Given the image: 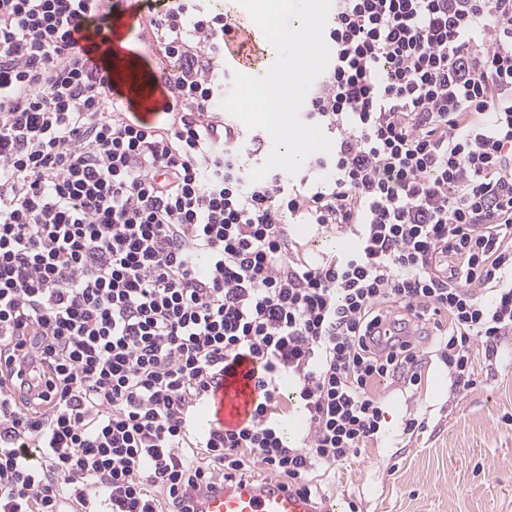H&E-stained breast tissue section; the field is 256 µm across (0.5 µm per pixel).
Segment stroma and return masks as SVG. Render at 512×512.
<instances>
[{"label": "stroma", "mask_w": 512, "mask_h": 512, "mask_svg": "<svg viewBox=\"0 0 512 512\" xmlns=\"http://www.w3.org/2000/svg\"><path fill=\"white\" fill-rule=\"evenodd\" d=\"M472 355L475 382L461 394L433 358L418 388L381 385L384 436L315 478L318 495L359 512H512V337L496 356L478 343ZM409 417L421 426L407 434Z\"/></svg>", "instance_id": "35a3bbf8"}]
</instances>
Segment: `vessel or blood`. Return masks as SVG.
Instances as JSON below:
<instances>
[{
	"instance_id": "b4317fda",
	"label": "vessel or blood",
	"mask_w": 512,
	"mask_h": 512,
	"mask_svg": "<svg viewBox=\"0 0 512 512\" xmlns=\"http://www.w3.org/2000/svg\"><path fill=\"white\" fill-rule=\"evenodd\" d=\"M138 4L139 0H125L121 36H107L97 54L101 67L112 81L113 105L128 112L134 120L151 123L160 116L168 99L165 75L153 71L148 82L142 83L118 66L119 61L125 59L150 57L136 26L141 16ZM224 71L253 76L259 69L228 47L224 50ZM253 390L249 366L238 367L225 376L210 400L216 422L224 426L241 422L251 406ZM337 509V504L317 502L297 490L281 486L273 478L258 485L225 484L223 489L210 493L203 503V512H337Z\"/></svg>"
}]
</instances>
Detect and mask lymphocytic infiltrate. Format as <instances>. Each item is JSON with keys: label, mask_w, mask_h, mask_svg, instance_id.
<instances>
[{"label": "lymphocytic infiltrate", "mask_w": 512, "mask_h": 512, "mask_svg": "<svg viewBox=\"0 0 512 512\" xmlns=\"http://www.w3.org/2000/svg\"><path fill=\"white\" fill-rule=\"evenodd\" d=\"M118 12L0 0V512H184L256 469L309 489L377 441L380 384L421 382L416 345L369 341L393 307L438 320L433 354L471 388L473 344L512 335V0H335L303 107L336 135L325 174L257 182L239 158L262 136L215 106L235 16H147L175 71L139 124L85 42ZM295 218L356 247L307 262ZM244 360L251 417L197 426Z\"/></svg>", "instance_id": "1"}]
</instances>
